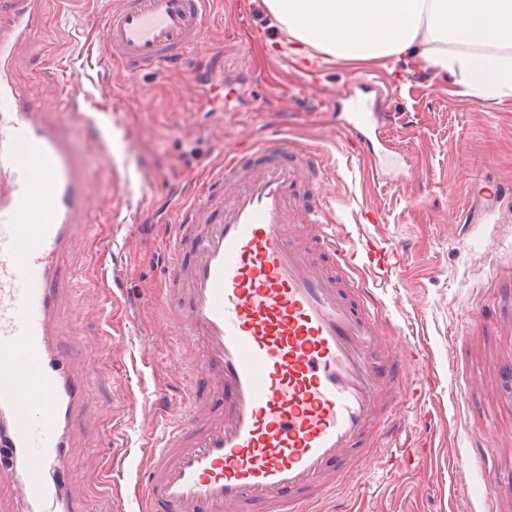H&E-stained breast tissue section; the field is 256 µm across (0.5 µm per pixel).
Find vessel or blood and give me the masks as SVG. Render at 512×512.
I'll return each instance as SVG.
<instances>
[{"label": "vessel or blood", "instance_id": "b4317fda", "mask_svg": "<svg viewBox=\"0 0 512 512\" xmlns=\"http://www.w3.org/2000/svg\"><path fill=\"white\" fill-rule=\"evenodd\" d=\"M44 0H0V485L21 512H72L63 476L66 448L89 409L78 350L60 338L85 309L61 308L58 259L96 211L77 149L51 121L80 117L75 97L30 101L17 80L21 48L39 38ZM210 24L209 0H113L101 22L106 66L127 74L196 71ZM377 113L356 101L347 128L360 145ZM276 157L242 164L243 145L182 209L168 238L167 273L157 298L180 342L177 361L210 375L223 406L211 410L195 385L186 411L144 473L145 512H308L346 479L349 451L359 465L378 451L397 399L419 398L431 378L409 387L415 346L384 350L379 302L346 288L333 269L385 264L371 242L361 252L336 245L325 207L301 202L295 187L320 180L311 149L274 140ZM400 368L381 387L373 356Z\"/></svg>", "mask_w": 512, "mask_h": 512}]
</instances>
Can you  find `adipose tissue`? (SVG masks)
<instances>
[{
  "label": "adipose tissue",
  "instance_id": "ef3b65f1",
  "mask_svg": "<svg viewBox=\"0 0 512 512\" xmlns=\"http://www.w3.org/2000/svg\"><path fill=\"white\" fill-rule=\"evenodd\" d=\"M290 50L350 62L408 59L454 77L461 94H512V0H263Z\"/></svg>",
  "mask_w": 512,
  "mask_h": 512
}]
</instances>
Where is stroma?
<instances>
[{
  "mask_svg": "<svg viewBox=\"0 0 512 512\" xmlns=\"http://www.w3.org/2000/svg\"><path fill=\"white\" fill-rule=\"evenodd\" d=\"M112 0H48L42 40L70 67L83 124L60 113L56 129L78 149L101 206L69 295L97 296L71 327L92 360V409L67 450L81 512H138L137 473L153 448L142 420L158 433L181 414L182 375L171 358L177 338L162 320L155 291L166 271L163 244L195 184L218 165L227 143L265 141L285 130L316 150L340 245L371 240L397 249L406 279L358 267L355 280L384 303L385 336L416 337L435 392L399 405L389 445L431 453L401 473L350 465L351 481L320 512H512V96L471 100L452 77L416 61L395 70L288 52V33L269 25L262 0H210L205 50L226 75L232 111L211 85L190 74L130 78L103 70L100 19ZM258 37L249 50L240 25ZM373 74L392 84L400 119L389 138L402 160L397 183L374 182L346 155L350 102L378 104ZM501 191L494 214L462 223L478 187ZM364 207L381 222L360 219ZM138 403H130L129 392Z\"/></svg>",
  "mask_w": 512,
  "mask_h": 512,
  "instance_id": "obj_1",
  "label": "stroma"
}]
</instances>
